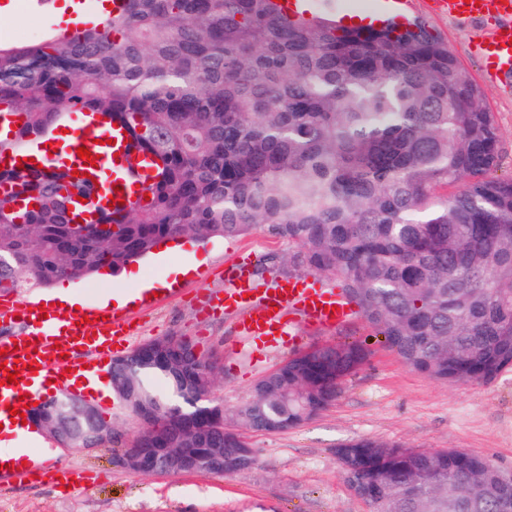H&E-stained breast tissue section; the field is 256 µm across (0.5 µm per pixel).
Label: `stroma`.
Instances as JSON below:
<instances>
[{"label": "stroma", "instance_id": "stroma-1", "mask_svg": "<svg viewBox=\"0 0 512 512\" xmlns=\"http://www.w3.org/2000/svg\"><path fill=\"white\" fill-rule=\"evenodd\" d=\"M416 0L414 16L447 42L458 61L481 85L485 104L499 126L498 175H512V87L486 81L473 37L484 23L456 20ZM49 12L28 6L0 8V43L28 44L52 29ZM288 241L255 231L244 237L199 242L186 238L179 250L159 246L128 266V274L68 281L84 307L98 306L107 292L138 291L161 274L181 288L159 294L147 311L131 313L133 346L167 336L188 338L199 353L218 358L223 372L212 398L233 411L250 398L255 383L316 345L363 342L367 361L347 378L327 409L284 433L247 432L256 462L221 477L198 474L145 476L125 468L116 451L87 452L60 447L43 432L22 436L17 446L36 459L42 479L0 477V512H368L347 485L336 457L339 445L361 438L396 442L415 450L462 449L512 472V368L488 383L449 385L411 371L364 318L332 331L296 321L295 348L269 351L259 341L232 349L240 313L209 308L224 294V272L244 258L258 286L302 278L290 261Z\"/></svg>", "mask_w": 512, "mask_h": 512}]
</instances>
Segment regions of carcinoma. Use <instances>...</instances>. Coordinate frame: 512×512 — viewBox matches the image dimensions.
<instances>
[{
	"instance_id": "1",
	"label": "carcinoma",
	"mask_w": 512,
	"mask_h": 512,
	"mask_svg": "<svg viewBox=\"0 0 512 512\" xmlns=\"http://www.w3.org/2000/svg\"><path fill=\"white\" fill-rule=\"evenodd\" d=\"M484 92L419 21L351 29L275 0H125L71 38L0 45V109L16 136L59 126L74 107L118 123L159 162L150 199L124 215L70 211L68 170L0 171V290L119 270L177 235L198 241L261 229L296 245L292 261L336 278L412 370L489 382L512 367V177L494 175L500 140ZM112 359V386L180 429L178 448L230 454L238 431L280 433L328 408L368 357L361 342L304 350L261 378L229 419L194 404L216 366L168 354ZM163 378L182 412L148 387ZM69 395L40 413L66 425ZM369 512H512V481L482 456L364 438L336 449ZM433 483L421 488V474Z\"/></svg>"
}]
</instances>
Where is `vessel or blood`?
Instances as JSON below:
<instances>
[{
	"mask_svg": "<svg viewBox=\"0 0 512 512\" xmlns=\"http://www.w3.org/2000/svg\"><path fill=\"white\" fill-rule=\"evenodd\" d=\"M439 12L461 18H490L495 25L480 33L475 47L484 61L485 73L492 81L512 83V0H433ZM414 9V0H371L364 13L342 14V21L360 22L362 17H406ZM72 148L83 147L96 157L98 169L118 170L111 182L115 200L133 206L137 196L145 194L156 178L155 167L145 155L129 146L123 127L97 125L91 112L72 114L67 126ZM45 134L26 137L13 149L0 152V166L15 168L34 159L42 167L56 162V154ZM224 306L242 312L238 326L241 342L260 340L270 348L278 347L289 336L296 319L310 327L330 330L349 321L354 307L341 289L326 288L315 279L278 283L273 289L255 285L247 268L232 266L225 275ZM0 319L19 321L25 335L0 339V413L7 406L32 403L28 387L34 378L51 372L84 371L104 374L118 343L131 339L130 311L126 308L94 307L83 313L60 316L44 312L37 300H22L0 308ZM16 367V383L6 380V367Z\"/></svg>",
	"mask_w": 512,
	"mask_h": 512,
	"instance_id": "vessel-or-blood-1",
	"label": "vessel or blood"
}]
</instances>
